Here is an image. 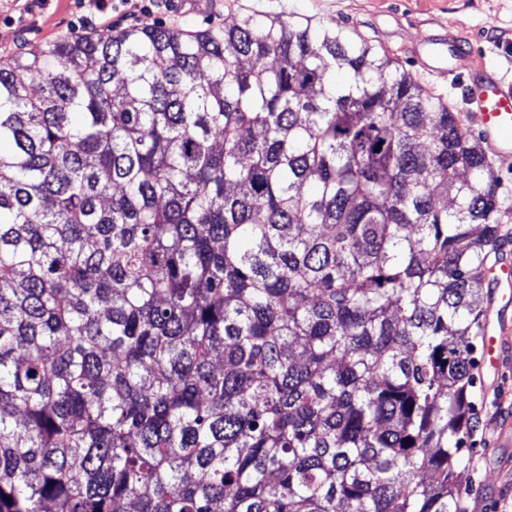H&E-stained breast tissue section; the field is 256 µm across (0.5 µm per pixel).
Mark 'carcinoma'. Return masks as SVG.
<instances>
[{
  "label": "carcinoma",
  "instance_id": "carcinoma-1",
  "mask_svg": "<svg viewBox=\"0 0 512 512\" xmlns=\"http://www.w3.org/2000/svg\"><path fill=\"white\" fill-rule=\"evenodd\" d=\"M483 141L307 18L0 65V512H458Z\"/></svg>",
  "mask_w": 512,
  "mask_h": 512
}]
</instances>
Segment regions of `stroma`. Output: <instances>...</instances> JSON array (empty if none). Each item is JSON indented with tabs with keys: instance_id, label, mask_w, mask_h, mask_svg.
I'll list each match as a JSON object with an SVG mask.
<instances>
[{
	"instance_id": "obj_1",
	"label": "stroma",
	"mask_w": 512,
	"mask_h": 512,
	"mask_svg": "<svg viewBox=\"0 0 512 512\" xmlns=\"http://www.w3.org/2000/svg\"><path fill=\"white\" fill-rule=\"evenodd\" d=\"M90 15L86 0H0V63L69 36ZM246 15L307 17L370 41L427 91L456 110L467 108L468 73L425 74L413 46L429 35L455 33L478 64L512 79V0H146L117 31L164 26L198 30ZM475 427L467 439L457 486L459 512H512V356L500 370L473 369Z\"/></svg>"
}]
</instances>
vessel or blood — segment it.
<instances>
[{
    "instance_id": "1",
    "label": "vessel or blood",
    "mask_w": 512,
    "mask_h": 512,
    "mask_svg": "<svg viewBox=\"0 0 512 512\" xmlns=\"http://www.w3.org/2000/svg\"><path fill=\"white\" fill-rule=\"evenodd\" d=\"M438 40L429 37L417 50L422 69L432 76L445 74L446 58L463 61L470 53L463 46L461 37L448 39L449 56L436 50ZM467 118L471 127L478 129L489 153L496 157L512 156V82L492 74L482 75L474 81L468 91ZM484 350L488 365H495L502 357L508 341L499 337L496 330L485 329Z\"/></svg>"
}]
</instances>
